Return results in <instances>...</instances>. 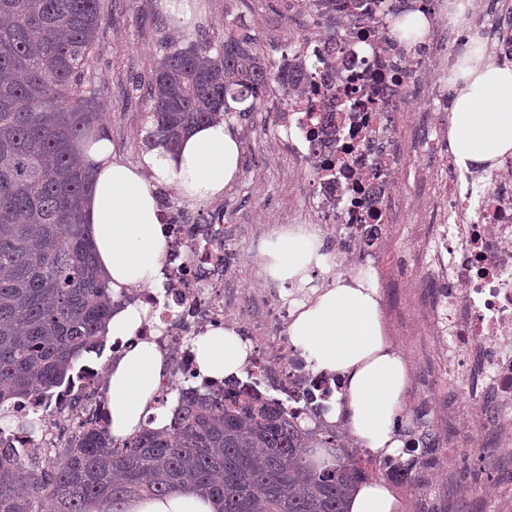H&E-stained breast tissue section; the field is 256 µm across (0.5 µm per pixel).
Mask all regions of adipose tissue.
<instances>
[{
	"label": "adipose tissue",
	"instance_id": "adipose-tissue-1",
	"mask_svg": "<svg viewBox=\"0 0 512 512\" xmlns=\"http://www.w3.org/2000/svg\"><path fill=\"white\" fill-rule=\"evenodd\" d=\"M451 96L448 145L461 167L487 170L512 155V64L497 63L481 42H474L448 77ZM92 172L83 221L93 229L100 275L113 297L153 287L169 247L160 187L175 186L189 203L222 197L242 168L240 144L224 122L186 130L176 145L157 143L136 160L116 149L106 125L94 141L79 148ZM266 275L298 302L288 337L313 374L337 379L328 424H342L362 448L381 457L402 455L405 442L397 424L410 380L407 362L389 338L381 299L371 271L337 276L325 288L313 287L328 266L322 243L295 224L273 232L260 245ZM147 319L143 306L115 307L106 326L112 339L128 347L107 369L109 434L126 439L142 428H165L168 410L156 407L168 360L157 344L136 340ZM193 351L201 378L221 380L245 370L251 344L239 325L207 327L195 337ZM218 499L186 487L163 497L130 499L125 512H222ZM347 512H403L398 491L382 481L358 484Z\"/></svg>",
	"mask_w": 512,
	"mask_h": 512
}]
</instances>
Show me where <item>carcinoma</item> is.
<instances>
[{"label":"carcinoma","mask_w":512,"mask_h":512,"mask_svg":"<svg viewBox=\"0 0 512 512\" xmlns=\"http://www.w3.org/2000/svg\"><path fill=\"white\" fill-rule=\"evenodd\" d=\"M102 0H0V408L68 376L87 344L106 340L117 302L97 272L82 206L91 176L76 156L106 109L86 81ZM301 62L275 73L255 38L224 20V42L167 44L149 80L144 143H175L188 127L254 110L275 82L305 93ZM98 414L39 465L0 452V512H112L137 496L194 487L223 512H345L370 478L334 430L303 428L297 412L224 381L222 392L180 389L168 427L115 442ZM412 459L388 478L414 480Z\"/></svg>","instance_id":"1"}]
</instances>
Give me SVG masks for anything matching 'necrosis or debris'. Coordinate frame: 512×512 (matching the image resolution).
Here are the masks:
<instances>
[{"label":"necrosis or debris","instance_id":"necrosis-or-debris-1","mask_svg":"<svg viewBox=\"0 0 512 512\" xmlns=\"http://www.w3.org/2000/svg\"><path fill=\"white\" fill-rule=\"evenodd\" d=\"M426 0H359L351 22L332 26L314 11L297 38L274 51L275 65L304 56L320 57L330 81L310 85L302 97H289L272 128L297 172L307 173L311 190L305 208L288 213L287 223L311 224L326 245L343 254L359 248L376 257L394 215L390 174L399 140L394 115L420 88L429 69L448 72L469 50L465 37L449 40L447 55L436 42L408 50L391 34L399 15L425 7ZM472 26L499 56H512V29L496 12L477 11ZM438 183L439 207L431 232L420 245V260L433 288L432 320L448 344L440 353L448 383L478 424L492 429L496 447H512V156L492 171L444 164ZM171 248L154 287L137 294L149 307L140 335L166 353L169 369L163 393L179 390L190 374L192 341L206 326L234 322L243 289L229 273L235 242L244 224H173ZM248 339L253 357L246 373L264 389L284 395L300 408L301 421L322 423L326 398L318 376L291 346L282 328L291 305L277 288L251 300ZM96 378L38 391L14 408L17 418L46 416L40 436L4 430L0 440L16 450L38 445L49 457L99 407Z\"/></svg>","mask_w":512,"mask_h":512}]
</instances>
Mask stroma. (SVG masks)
<instances>
[{
	"instance_id": "1",
	"label": "stroma",
	"mask_w": 512,
	"mask_h": 512,
	"mask_svg": "<svg viewBox=\"0 0 512 512\" xmlns=\"http://www.w3.org/2000/svg\"><path fill=\"white\" fill-rule=\"evenodd\" d=\"M108 3L88 79L107 90L104 121L113 142L130 160L141 153L148 110L146 83L165 42L184 43L198 31L220 41L229 16L243 21L266 54L275 43L299 36L309 12L303 0L291 7L284 0H191L192 17L177 32L163 10V0ZM432 109L424 98L398 117L399 138L405 146L392 177L398 212L390 226L385 261L374 269L387 333L411 370L401 425L412 426L415 414H426L435 445L418 465L414 483L398 485L397 491L404 512H512V450L498 451L492 461H485L483 451L491 446L493 434L475 427L471 412L459 404L434 357L441 338L429 323V283L414 251L435 205L430 188L445 176L414 142L420 132L419 113ZM274 110L267 98L248 116L227 121L240 143L243 168L220 205L225 220L253 227L243 261L231 273L249 297L267 287L259 246L268 236L269 224L302 207L310 190L308 181L289 170L281 141L267 130Z\"/></svg>"
}]
</instances>
